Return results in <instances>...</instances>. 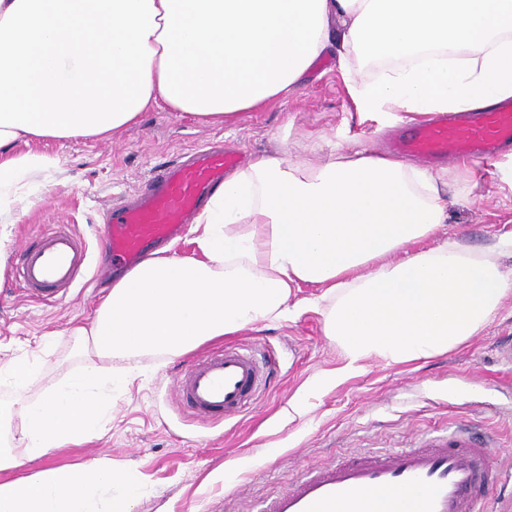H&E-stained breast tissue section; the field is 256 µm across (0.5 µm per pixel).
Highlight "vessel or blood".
Masks as SVG:
<instances>
[{
	"label": "vessel or blood",
	"instance_id": "1",
	"mask_svg": "<svg viewBox=\"0 0 512 512\" xmlns=\"http://www.w3.org/2000/svg\"><path fill=\"white\" fill-rule=\"evenodd\" d=\"M512 144V99L456 115L440 113L405 133L396 152L422 161L453 157L491 159ZM237 154L206 147L157 164L132 206L108 212L103 247L116 266H134L190 224ZM87 266V248L67 224L52 225L23 244L12 266L16 284L50 304L76 287ZM270 362L252 345L227 344L189 362L174 377L175 400L204 425L238 418L265 394ZM497 445L467 427L415 448L359 454L304 475L273 498L265 512H478L493 490L512 484L496 463Z\"/></svg>",
	"mask_w": 512,
	"mask_h": 512
}]
</instances>
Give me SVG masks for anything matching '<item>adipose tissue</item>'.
<instances>
[{"label": "adipose tissue", "mask_w": 512, "mask_h": 512, "mask_svg": "<svg viewBox=\"0 0 512 512\" xmlns=\"http://www.w3.org/2000/svg\"><path fill=\"white\" fill-rule=\"evenodd\" d=\"M330 52L352 62L361 114L487 107L512 97V0H0V255L35 181L62 171L57 157L16 151L19 141L107 139L163 107L221 127L296 96ZM440 179L364 148L318 164L254 156L197 216L193 254L153 252L70 328L79 370L0 405V472L18 473L0 479V512H132V473L20 470L102 432L112 362L172 360L289 320L301 285L322 290L340 378L476 336L512 292L497 262L512 235L484 250L456 239L421 248L448 219Z\"/></svg>", "instance_id": "adipose-tissue-1"}]
</instances>
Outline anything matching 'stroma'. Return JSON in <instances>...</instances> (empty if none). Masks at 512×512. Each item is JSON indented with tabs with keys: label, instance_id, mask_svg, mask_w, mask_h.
<instances>
[{
	"label": "stroma",
	"instance_id": "35a3bbf8",
	"mask_svg": "<svg viewBox=\"0 0 512 512\" xmlns=\"http://www.w3.org/2000/svg\"><path fill=\"white\" fill-rule=\"evenodd\" d=\"M407 128L393 117L361 120L337 57L328 55L314 65L297 97L239 113L227 126L155 109L107 140L22 141L17 151L59 157L63 172L17 214L12 243L20 245L51 224H70L95 266L105 259L99 238L105 209L134 192L159 161L220 140L247 160L281 150L290 160L317 164L336 145L381 151L388 136ZM479 166L485 177L471 190L472 203L460 204L457 196L467 191L464 164L445 162L442 190L453 203L446 224L423 248L458 237L481 249L512 234V187L500 181L494 161ZM318 293L299 288L294 298L302 307L292 319L233 334V341L262 344L279 361L255 409L224 424H199L169 389L180 360L147 355L132 374L116 377L103 434L28 463L25 474L105 463L136 474L141 489L133 512H256L323 465L414 447L466 425L496 435L499 463L512 475V366L497 355L498 346L512 340L511 294L483 330L457 349L408 364L373 362L364 372L334 380L330 374L342 366V352L325 336L321 311L311 303ZM106 294L103 285L76 288L47 307L10 277L0 278V359L38 351L46 335L55 339L29 395L79 368L68 330L90 319Z\"/></svg>",
	"mask_w": 512,
	"mask_h": 512
}]
</instances>
